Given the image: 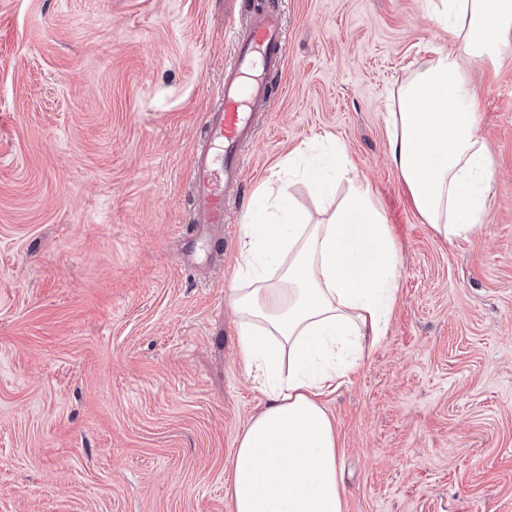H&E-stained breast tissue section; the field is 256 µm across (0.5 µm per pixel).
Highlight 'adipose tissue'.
Returning <instances> with one entry per match:
<instances>
[{
    "label": "adipose tissue",
    "instance_id": "obj_1",
    "mask_svg": "<svg viewBox=\"0 0 512 512\" xmlns=\"http://www.w3.org/2000/svg\"><path fill=\"white\" fill-rule=\"evenodd\" d=\"M434 14L465 51H437L398 86L389 157L424 222L451 241L487 221L492 167L469 66L512 46V0H438ZM296 174L320 197L340 180L348 192L316 220L287 185L264 184L269 210L244 228L230 305L245 369L269 402L229 462L233 512H344L323 398L384 336L398 291L399 251L367 180L338 153Z\"/></svg>",
    "mask_w": 512,
    "mask_h": 512
}]
</instances>
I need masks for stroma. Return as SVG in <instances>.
Returning a JSON list of instances; mask_svg holds the SVG:
<instances>
[{
	"label": "stroma",
	"mask_w": 512,
	"mask_h": 512,
	"mask_svg": "<svg viewBox=\"0 0 512 512\" xmlns=\"http://www.w3.org/2000/svg\"><path fill=\"white\" fill-rule=\"evenodd\" d=\"M282 11L273 107L220 230L189 167L229 27ZM448 34L432 0H0V512H233L267 398L227 308L260 188L339 146L402 259L385 336L325 398L344 512H512V51L475 62L494 170L475 234L436 236L387 112Z\"/></svg>",
	"instance_id": "obj_1"
}]
</instances>
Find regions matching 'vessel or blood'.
<instances>
[{
  "mask_svg": "<svg viewBox=\"0 0 512 512\" xmlns=\"http://www.w3.org/2000/svg\"><path fill=\"white\" fill-rule=\"evenodd\" d=\"M287 35L278 10L253 19L234 34L232 63L220 83V107L206 112V145L192 159L190 184L197 224L225 223V193L244 176L241 151L254 135V110L268 98L263 73L284 64Z\"/></svg>",
  "mask_w": 512,
  "mask_h": 512,
  "instance_id": "1",
  "label": "vessel or blood"
}]
</instances>
